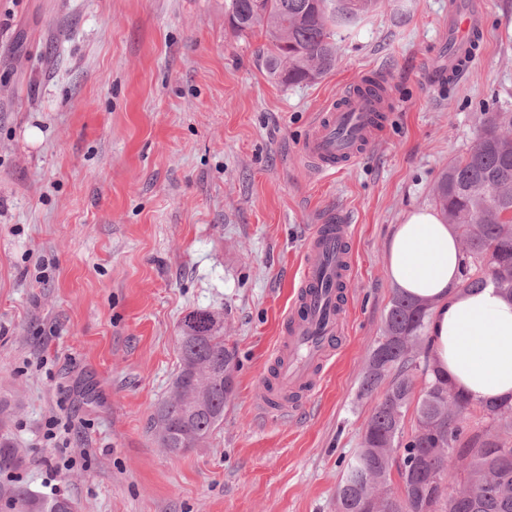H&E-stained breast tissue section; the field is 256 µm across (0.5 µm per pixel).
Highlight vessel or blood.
I'll list each match as a JSON object with an SVG mask.
<instances>
[{
    "mask_svg": "<svg viewBox=\"0 0 512 512\" xmlns=\"http://www.w3.org/2000/svg\"><path fill=\"white\" fill-rule=\"evenodd\" d=\"M454 49L448 56V74L457 76L470 63L469 48L483 39L484 30L477 15L464 5H456L448 23ZM366 81L351 85L348 100H336L318 112L300 149L301 159L320 176L335 175L357 161L379 137L394 103L385 86L376 95L360 96ZM349 226L341 219H326L317 225L307 241V255L300 274L301 291L292 304L279 338L272 383L281 407L294 406L301 391L314 390L317 370L336 350L342 332L344 293L353 271L348 249Z\"/></svg>",
    "mask_w": 512,
    "mask_h": 512,
    "instance_id": "vessel-or-blood-1",
    "label": "vessel or blood"
}]
</instances>
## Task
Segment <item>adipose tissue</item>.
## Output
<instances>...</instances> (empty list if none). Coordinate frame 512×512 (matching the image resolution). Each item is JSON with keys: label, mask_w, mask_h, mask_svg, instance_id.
Wrapping results in <instances>:
<instances>
[{"label": "adipose tissue", "mask_w": 512, "mask_h": 512, "mask_svg": "<svg viewBox=\"0 0 512 512\" xmlns=\"http://www.w3.org/2000/svg\"><path fill=\"white\" fill-rule=\"evenodd\" d=\"M461 262L455 230L431 209L407 213L386 247L391 284L432 303L434 366L473 400L510 397L512 301L492 287L464 292Z\"/></svg>", "instance_id": "1"}]
</instances>
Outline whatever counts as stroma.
<instances>
[{
	"instance_id": "obj_1",
	"label": "stroma",
	"mask_w": 512,
	"mask_h": 512,
	"mask_svg": "<svg viewBox=\"0 0 512 512\" xmlns=\"http://www.w3.org/2000/svg\"><path fill=\"white\" fill-rule=\"evenodd\" d=\"M454 0H382L336 35L312 84L265 71L262 31L229 0H0V473L77 512H336L375 405L361 397L394 289V224L434 205L486 113L512 112V0H481L486 38L441 73ZM395 111L328 181L298 161L309 126L361 74ZM350 226L343 340L294 413L257 408L324 213ZM224 319L240 360L224 424L172 457L148 429L190 312Z\"/></svg>"
}]
</instances>
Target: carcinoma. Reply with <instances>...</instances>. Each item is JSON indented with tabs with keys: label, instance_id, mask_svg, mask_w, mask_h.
I'll use <instances>...</instances> for the list:
<instances>
[{
	"label": "carcinoma",
	"instance_id": "cac0c4a2",
	"mask_svg": "<svg viewBox=\"0 0 512 512\" xmlns=\"http://www.w3.org/2000/svg\"><path fill=\"white\" fill-rule=\"evenodd\" d=\"M380 0H229L230 26L240 33L265 30L259 50L268 74L281 84L313 83L336 63L334 36L353 28ZM434 201L456 227L463 247L462 285L492 284L512 298V112L486 114L483 129L467 150L438 177ZM432 306L396 291L382 336L370 348L360 394L378 399L364 424L360 448L346 464L336 494V512H512V403L474 402L448 392V377L420 365L429 345ZM179 368L171 395L151 415L160 448L171 456L204 445L224 424V406L235 388L239 360L224 339V321L207 311L188 314L178 337ZM225 379H208L207 368ZM425 384L416 389L417 375ZM416 403L415 425L403 419ZM460 470H448V456ZM405 494L386 490L394 456ZM20 448L0 441V471L22 466ZM0 512H76L68 498L44 497L25 486L0 491Z\"/></svg>",
	"mask_w": 512,
	"mask_h": 512
}]
</instances>
